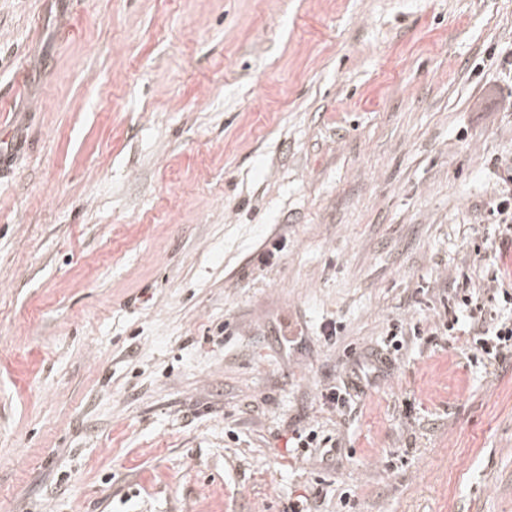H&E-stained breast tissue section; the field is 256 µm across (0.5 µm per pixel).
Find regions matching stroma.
I'll return each mask as SVG.
<instances>
[{
	"instance_id": "stroma-1",
	"label": "stroma",
	"mask_w": 512,
	"mask_h": 512,
	"mask_svg": "<svg viewBox=\"0 0 512 512\" xmlns=\"http://www.w3.org/2000/svg\"><path fill=\"white\" fill-rule=\"evenodd\" d=\"M511 53L512 0H0V512H512V357L434 332L512 271ZM495 218L494 224L502 226V234L505 233L504 243L510 241L512 245V163L503 167V175L500 177L499 188L497 189L490 211ZM388 344H386V348H381L380 351H372L368 355L370 357H375L376 361L381 364L391 363L393 356L394 360L396 355H399L400 351L405 348L407 344V340L405 336H410V334H406L405 330L399 324H392L386 334ZM361 368H364V364L356 360L349 369L346 381L342 380L338 385L331 386L326 392H322L324 405L341 410L350 403L354 391L363 392L370 380Z\"/></svg>"
}]
</instances>
